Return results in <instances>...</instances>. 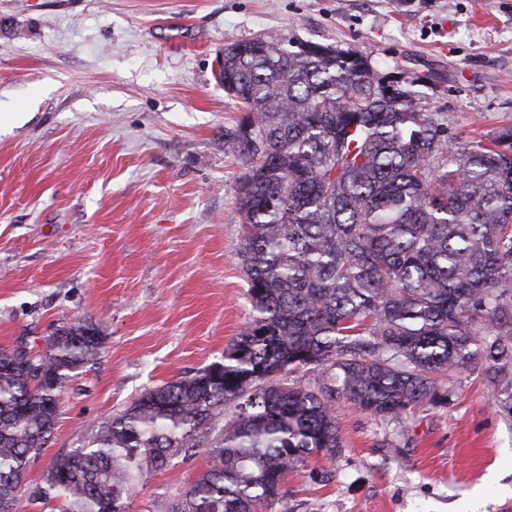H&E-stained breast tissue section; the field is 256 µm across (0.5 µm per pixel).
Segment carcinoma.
I'll return each instance as SVG.
<instances>
[{
    "label": "carcinoma",
    "mask_w": 512,
    "mask_h": 512,
    "mask_svg": "<svg viewBox=\"0 0 512 512\" xmlns=\"http://www.w3.org/2000/svg\"><path fill=\"white\" fill-rule=\"evenodd\" d=\"M289 45L237 43L215 73L249 112L224 146L248 165L237 205L251 316L220 373L142 392L29 486L61 395L107 336L79 318L40 350L1 346L0 512L25 496L130 512L144 476L198 453L206 468L168 512H275V480L341 447L336 403L399 422L448 405L447 379L478 356L512 414V125L459 147L368 57Z\"/></svg>",
    "instance_id": "cac0c4a2"
}]
</instances>
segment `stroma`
Returning <instances> with one entry per match:
<instances>
[{
  "label": "stroma",
  "instance_id": "35a3bbf8",
  "mask_svg": "<svg viewBox=\"0 0 512 512\" xmlns=\"http://www.w3.org/2000/svg\"><path fill=\"white\" fill-rule=\"evenodd\" d=\"M1 21L0 110L18 119L0 129V346L79 318L108 337L31 483L145 389L221 361L250 316L224 48L355 50L457 143L512 125V0H0ZM450 387L400 423L337 403L342 448L288 475V512H512V417L480 368ZM205 464L148 475L131 512H163Z\"/></svg>",
  "mask_w": 512,
  "mask_h": 512
}]
</instances>
